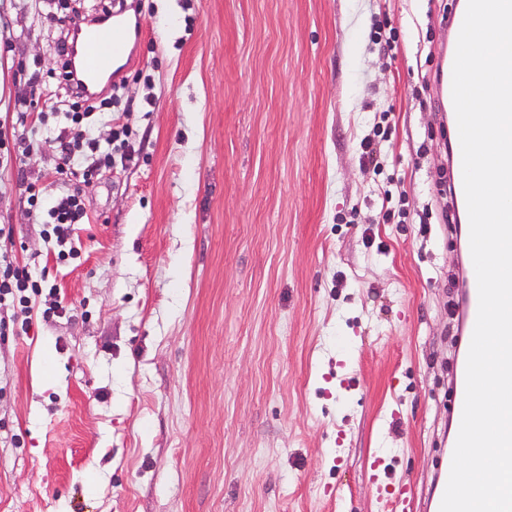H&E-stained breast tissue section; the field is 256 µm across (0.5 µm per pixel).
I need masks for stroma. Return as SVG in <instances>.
Segmentation results:
<instances>
[{"mask_svg":"<svg viewBox=\"0 0 512 512\" xmlns=\"http://www.w3.org/2000/svg\"><path fill=\"white\" fill-rule=\"evenodd\" d=\"M108 5L0 0V132L39 138L0 169V251L48 285L0 335V512H382L378 454L427 500L463 253L379 212L392 180L410 214L436 200L438 0H141L121 110L92 125L127 126L138 159L66 182L48 18ZM383 111L377 173L360 142ZM73 183L87 219L61 263L28 196ZM370 40L374 44L384 45L387 50L392 51L398 42L397 31L394 27H390L386 20L375 19L370 30Z\"/></svg>","mask_w":512,"mask_h":512,"instance_id":"1","label":"stroma"}]
</instances>
